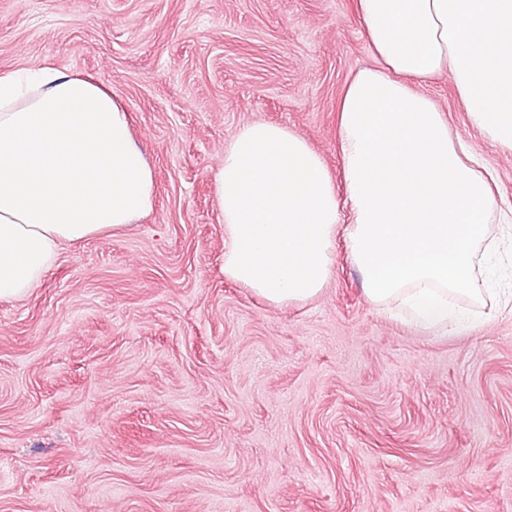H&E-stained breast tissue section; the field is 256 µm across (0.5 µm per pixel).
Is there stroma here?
<instances>
[{"mask_svg":"<svg viewBox=\"0 0 512 512\" xmlns=\"http://www.w3.org/2000/svg\"><path fill=\"white\" fill-rule=\"evenodd\" d=\"M373 62L355 0H0V72L104 84L157 179L150 215L0 301V512H512V303L421 330L341 237L309 301L224 276L226 142L283 124L339 177L337 104ZM428 92L511 209L512 153L448 76Z\"/></svg>","mask_w":512,"mask_h":512,"instance_id":"1","label":"stroma"}]
</instances>
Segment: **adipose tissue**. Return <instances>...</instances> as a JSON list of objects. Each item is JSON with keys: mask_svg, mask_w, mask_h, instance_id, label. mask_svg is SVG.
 <instances>
[{"mask_svg": "<svg viewBox=\"0 0 512 512\" xmlns=\"http://www.w3.org/2000/svg\"><path fill=\"white\" fill-rule=\"evenodd\" d=\"M376 60L338 104L346 188L284 125H241L214 174L224 275L270 304L316 297L344 231L364 293L427 329L480 300V256L511 218L496 176L427 94L450 75L471 124L512 152V0H356ZM156 173L100 82L46 64L0 73V300L26 296L66 243L152 212ZM348 218H341V209Z\"/></svg>", "mask_w": 512, "mask_h": 512, "instance_id": "adipose-tissue-1", "label": "adipose tissue"}]
</instances>
